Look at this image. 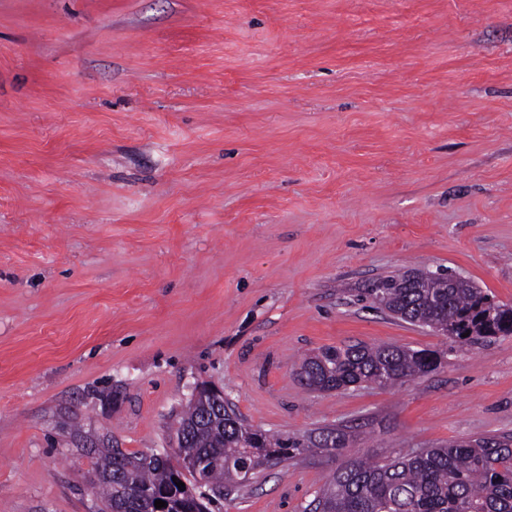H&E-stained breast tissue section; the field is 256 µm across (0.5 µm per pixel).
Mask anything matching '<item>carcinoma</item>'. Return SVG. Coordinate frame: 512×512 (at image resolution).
<instances>
[{
    "label": "carcinoma",
    "mask_w": 512,
    "mask_h": 512,
    "mask_svg": "<svg viewBox=\"0 0 512 512\" xmlns=\"http://www.w3.org/2000/svg\"><path fill=\"white\" fill-rule=\"evenodd\" d=\"M367 298L401 319L439 324L461 344L512 335V308L503 310L472 280L448 283V276L415 271L390 275L367 289ZM441 361L434 350L407 346H328L304 357L297 376L310 389L348 390L361 384L394 387L420 378ZM178 452L102 453L96 472L107 512H201L194 497L177 487L185 482L181 462L190 460L194 480L212 492L237 486L241 473L255 475L314 450L342 454L346 436L325 428L306 439L272 434L236 412L215 409L202 396L180 418ZM309 512H512V436L452 441L443 448L368 461L342 462L309 504Z\"/></svg>",
    "instance_id": "carcinoma-1"
}]
</instances>
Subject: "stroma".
<instances>
[{"label": "stroma", "instance_id": "stroma-1", "mask_svg": "<svg viewBox=\"0 0 512 512\" xmlns=\"http://www.w3.org/2000/svg\"><path fill=\"white\" fill-rule=\"evenodd\" d=\"M460 273L512 306V0H0V512H102V448L173 451L195 387L384 459L512 435V336L371 285ZM439 351L312 391L305 354ZM338 465L213 512H305Z\"/></svg>", "mask_w": 512, "mask_h": 512}]
</instances>
